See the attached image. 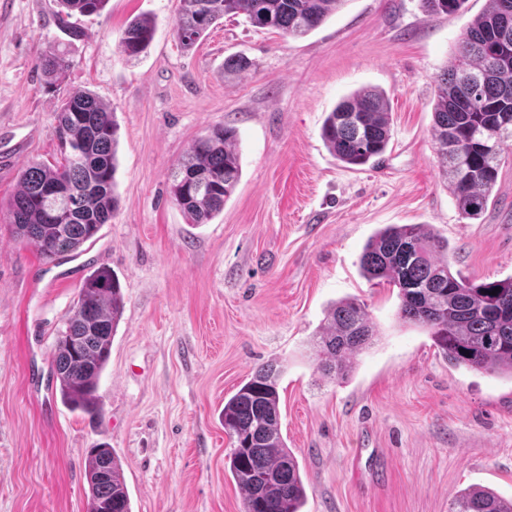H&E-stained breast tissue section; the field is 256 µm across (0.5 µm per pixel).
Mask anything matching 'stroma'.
<instances>
[{
	"mask_svg": "<svg viewBox=\"0 0 512 512\" xmlns=\"http://www.w3.org/2000/svg\"><path fill=\"white\" fill-rule=\"evenodd\" d=\"M485 7L430 17L420 0H345L296 39L227 17L185 51L172 35L179 0H109L77 39L58 27L57 0H0V512H88L84 460L99 445L120 460L132 512H244L221 412L267 363L302 512H449L470 487L512 499V379L451 366L426 328L400 319L397 288L360 269L379 229L425 224L447 238L452 272L512 276V146L470 220L431 135L435 78ZM137 16L155 35L126 61L117 45ZM54 44L69 68L50 85L38 58ZM233 55L251 70L225 74ZM363 87L386 92L392 138L378 163L351 168L321 127ZM81 90L118 125L119 206L93 245L48 260L12 235L6 208L29 160H61L56 110ZM218 124L237 132L241 177L218 216L192 224L169 174ZM102 266L125 306L87 414L49 373L56 334ZM348 298L376 336L330 379L308 341Z\"/></svg>",
	"mask_w": 512,
	"mask_h": 512,
	"instance_id": "obj_1",
	"label": "stroma"
}]
</instances>
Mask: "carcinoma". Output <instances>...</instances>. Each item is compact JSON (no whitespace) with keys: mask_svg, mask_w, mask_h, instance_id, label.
<instances>
[{"mask_svg":"<svg viewBox=\"0 0 512 512\" xmlns=\"http://www.w3.org/2000/svg\"><path fill=\"white\" fill-rule=\"evenodd\" d=\"M109 0H58L57 19L72 38L81 30L75 15L100 14ZM345 0H180L173 36L188 51L224 17L243 16L256 28L302 37L336 13ZM465 0H421L429 16L458 12ZM148 17L135 18L119 42V53L135 58L153 41ZM48 83L60 81L69 61L53 47L39 58ZM63 162L31 161L8 206L17 239L53 260L97 239L118 207L117 123L114 113L90 91H77L56 113ZM432 135L448 190L464 219L485 210L496 184L500 157L512 142V0H488L485 11L463 30L456 51L436 79ZM322 139L340 162L363 166L383 155L391 141L389 102L384 92L363 88L326 116ZM236 130L213 126L170 174L171 200L192 224H207L224 210L240 176ZM364 276L398 289L399 315L429 329L448 363L512 379V276L474 283L451 271L448 240L425 224H389L365 244ZM497 294H491L494 288ZM124 310L121 285L100 267L84 280L76 305L58 332L53 367L61 401L90 412L111 356ZM376 331L364 304L344 299L333 305L310 340L317 369L344 378L356 353L372 344ZM279 371L258 367L224 402V432L233 440L230 473L242 491L245 512H301L306 489L293 452L281 433ZM105 474L101 481L99 474ZM84 477L89 505L132 512L115 452L91 448ZM449 512H512L487 488L457 494Z\"/></svg>","mask_w":512,"mask_h":512,"instance_id":"cac0c4a2","label":"carcinoma"}]
</instances>
